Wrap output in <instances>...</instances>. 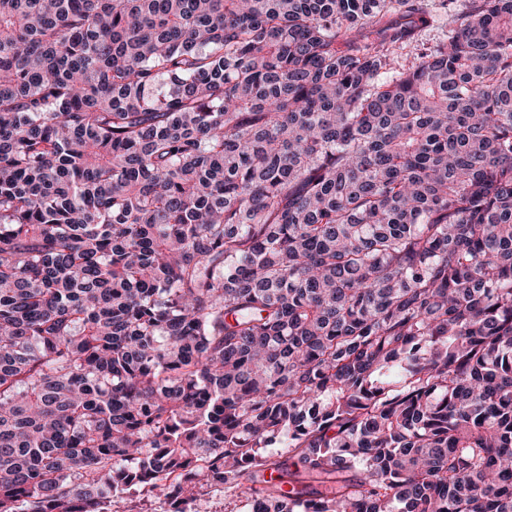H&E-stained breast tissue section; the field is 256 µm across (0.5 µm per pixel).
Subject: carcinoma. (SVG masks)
Segmentation results:
<instances>
[{
	"mask_svg": "<svg viewBox=\"0 0 512 512\" xmlns=\"http://www.w3.org/2000/svg\"><path fill=\"white\" fill-rule=\"evenodd\" d=\"M0 0V512H512V0Z\"/></svg>",
	"mask_w": 512,
	"mask_h": 512,
	"instance_id": "obj_1",
	"label": "carcinoma"
}]
</instances>
